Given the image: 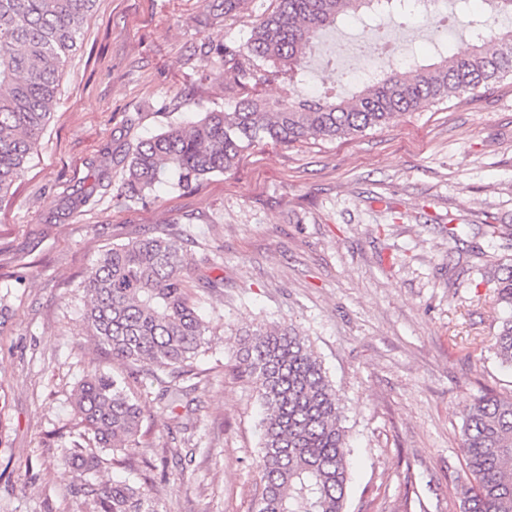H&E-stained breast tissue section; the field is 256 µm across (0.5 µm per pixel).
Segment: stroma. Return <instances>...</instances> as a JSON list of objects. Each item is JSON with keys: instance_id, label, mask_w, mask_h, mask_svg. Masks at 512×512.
<instances>
[{"instance_id": "35a3bbf8", "label": "stroma", "mask_w": 512, "mask_h": 512, "mask_svg": "<svg viewBox=\"0 0 512 512\" xmlns=\"http://www.w3.org/2000/svg\"><path fill=\"white\" fill-rule=\"evenodd\" d=\"M219 2L96 0L44 135L0 197V512H87L62 459L80 429L70 400L88 370L116 365L86 332L79 284L102 249L159 228L182 240L192 278L224 281L197 300L210 350L177 409L146 372L129 378L143 411L131 463L152 464L159 512H254L260 409L234 346L260 325L307 336L343 400L347 512H460L463 416L484 393L512 395L492 279L512 241L488 235L512 228V78L356 137L259 144L188 191L118 200V157L223 104L215 46L246 41L275 5L224 17ZM384 38L387 70L470 44L421 13ZM371 41L352 21L316 39L303 96L356 90Z\"/></svg>"}]
</instances>
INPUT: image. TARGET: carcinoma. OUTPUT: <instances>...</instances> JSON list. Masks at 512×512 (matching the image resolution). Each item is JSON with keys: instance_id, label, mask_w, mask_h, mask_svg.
Listing matches in <instances>:
<instances>
[{"instance_id": "cac0c4a2", "label": "carcinoma", "mask_w": 512, "mask_h": 512, "mask_svg": "<svg viewBox=\"0 0 512 512\" xmlns=\"http://www.w3.org/2000/svg\"><path fill=\"white\" fill-rule=\"evenodd\" d=\"M249 39L224 42V105L139 142L119 163L127 177L119 196L146 198L175 173L186 189L235 168L262 142L292 145L309 138L333 141L386 124L401 112L462 98L512 77V0H485L489 10L469 21L472 47L440 54L403 71H371L342 98L269 101L256 85L295 91L318 35L347 16L373 21L405 11L411 0H276ZM96 0H0V197L8 194L46 129L61 74L79 49ZM496 278L498 300L512 306V264ZM189 260L177 237L162 230L104 249L79 288L88 335L112 359L153 367L161 398L174 404L187 387L174 383L208 349L207 328L191 288L208 293L219 278L189 284ZM496 357L512 366V315L502 321ZM237 369L261 408L264 487L255 512H346L350 448L342 426V398L308 338L288 326L259 327L237 338ZM73 404L83 432L69 441L65 461L85 479L76 494L90 512H157L137 483L87 479L102 459L125 465L138 447L139 400L125 378L98 370L79 383ZM461 448L472 481L461 491L462 512H512V396L486 393L474 400L461 428Z\"/></svg>"}]
</instances>
